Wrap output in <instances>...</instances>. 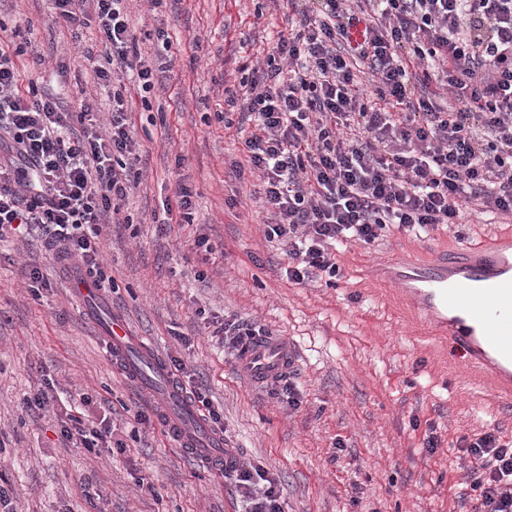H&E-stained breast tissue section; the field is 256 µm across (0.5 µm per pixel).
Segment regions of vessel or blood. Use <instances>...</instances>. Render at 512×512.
Listing matches in <instances>:
<instances>
[{
	"mask_svg": "<svg viewBox=\"0 0 512 512\" xmlns=\"http://www.w3.org/2000/svg\"><path fill=\"white\" fill-rule=\"evenodd\" d=\"M379 279L394 285L433 336L447 337L455 351L467 354L469 376L498 377L500 402L512 407V244L498 239L485 245L464 244L452 252L440 251L430 260L404 254L373 267ZM102 341L116 363L130 372L139 354L167 383L159 388L163 412L180 447L204 461L215 474L234 463L224 450V438L177 383L169 381L165 359L140 337L113 319ZM297 362V351L286 339L253 338L238 358L240 371L262 384L285 375Z\"/></svg>",
	"mask_w": 512,
	"mask_h": 512,
	"instance_id": "b4317fda",
	"label": "vessel or blood"
}]
</instances>
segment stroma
<instances>
[{
	"label": "stroma",
	"instance_id": "35a3bbf8",
	"mask_svg": "<svg viewBox=\"0 0 512 512\" xmlns=\"http://www.w3.org/2000/svg\"><path fill=\"white\" fill-rule=\"evenodd\" d=\"M126 10L143 54L158 31L168 34L171 66L163 87L135 102L141 176L122 223L102 232L114 281L101 290L105 304L164 357L181 358L222 412L227 444L279 479L285 512H460L471 479L458 440L493 429L512 435V411L489 388L453 381L447 345L363 271L400 248L424 254L512 234V218L491 224L468 205L458 224L418 238L394 230L369 247H341L336 285L289 283L250 197L256 179L238 172V130L218 118L225 88L287 29V0H127ZM52 12L51 0H0V38L22 48V79L65 110L86 98L108 111L110 88L93 83L77 54L100 43L98 27L52 28ZM181 182L195 194L193 221L160 226ZM200 234L211 257L193 247ZM34 268L46 283L36 294L27 277ZM76 275L38 235L0 240V485L13 490L18 512H238L231 478L186 457L169 435L139 430L124 410L139 394L77 297ZM231 318L296 347L298 409L239 371L234 350L213 334ZM45 388L65 404L88 394L83 418L111 417L123 447L93 453L66 441L57 411L29 404ZM428 425L440 440L432 455L422 446Z\"/></svg>",
	"mask_w": 512,
	"mask_h": 512
}]
</instances>
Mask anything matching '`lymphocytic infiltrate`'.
<instances>
[{"label":"lymphocytic infiltrate","instance_id":"lymphocytic-infiltrate-1","mask_svg":"<svg viewBox=\"0 0 512 512\" xmlns=\"http://www.w3.org/2000/svg\"><path fill=\"white\" fill-rule=\"evenodd\" d=\"M123 2L54 0L51 23L97 24L101 48L81 50L87 69L102 85L134 76L147 92L168 72L172 44L142 55ZM290 2L287 31L224 99L250 126L244 161L289 282L335 280L339 244L371 245L393 228L421 236L455 223L463 201L512 215V0ZM433 83L452 104L419 96ZM140 160L122 93L103 120L87 102L65 111L36 82L20 84L0 39V239L39 230L60 260L108 281L101 227L119 223ZM116 431L75 415L63 429L89 449L123 447ZM458 448L474 512H512V437L485 431ZM232 472L242 512H285L266 470L243 462Z\"/></svg>","mask_w":512,"mask_h":512}]
</instances>
